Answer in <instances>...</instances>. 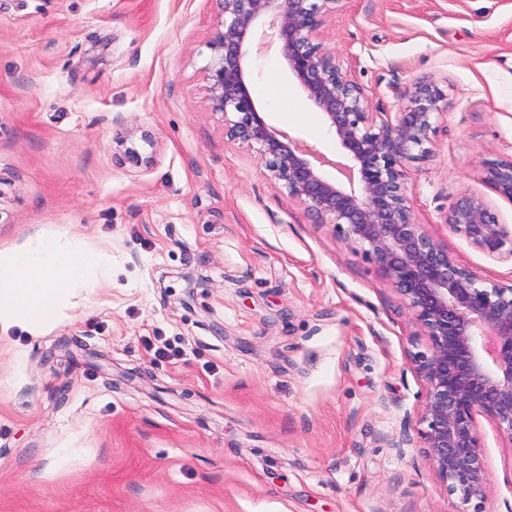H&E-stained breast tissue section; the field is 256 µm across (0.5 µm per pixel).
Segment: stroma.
<instances>
[{"mask_svg": "<svg viewBox=\"0 0 512 512\" xmlns=\"http://www.w3.org/2000/svg\"><path fill=\"white\" fill-rule=\"evenodd\" d=\"M215 15L0 0V249L75 238L109 269L41 334L0 331V512H512V442L490 420L479 504L415 442L390 447L422 427L426 341L363 248L225 139L201 81ZM323 42L372 111L421 79L447 88L429 157L404 167L414 219L511 285L444 218L469 193L512 225L481 167L512 154V0H343ZM248 85L338 179L346 152L277 49Z\"/></svg>", "mask_w": 512, "mask_h": 512, "instance_id": "1", "label": "stroma"}]
</instances>
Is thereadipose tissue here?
I'll return each instance as SVG.
<instances>
[{"instance_id":"1","label":"adipose tissue","mask_w":512,"mask_h":512,"mask_svg":"<svg viewBox=\"0 0 512 512\" xmlns=\"http://www.w3.org/2000/svg\"><path fill=\"white\" fill-rule=\"evenodd\" d=\"M95 274V260L73 240L40 237L0 250V328L39 333L58 318L63 285L89 286Z\"/></svg>"}]
</instances>
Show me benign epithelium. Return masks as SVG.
Segmentation results:
<instances>
[{
  "label": "benign epithelium",
  "mask_w": 512,
  "mask_h": 512,
  "mask_svg": "<svg viewBox=\"0 0 512 512\" xmlns=\"http://www.w3.org/2000/svg\"><path fill=\"white\" fill-rule=\"evenodd\" d=\"M216 21L203 68L205 105L224 117V137L255 150L279 188L320 224L365 247L395 286L428 350L411 356L423 382L418 432L448 492L470 503L490 490L476 432L486 417L512 442V285L505 287L457 261L448 246L415 222L404 162L429 153L448 108L438 83L421 80L403 96L395 119L370 111L362 86L323 43L343 0H215ZM277 47L307 101L322 112L347 151L359 189L327 179L315 154L270 126L247 83L250 47ZM484 181L512 200V156L482 162ZM445 223L486 258L512 263V225L469 193L448 205Z\"/></svg>",
  "instance_id": "1"
}]
</instances>
